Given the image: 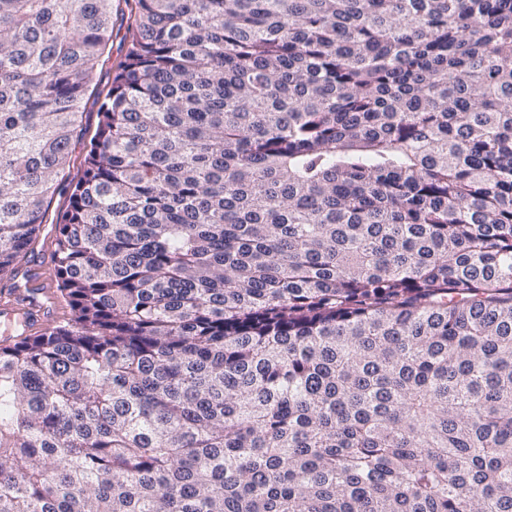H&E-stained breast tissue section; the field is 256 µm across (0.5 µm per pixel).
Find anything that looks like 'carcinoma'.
<instances>
[{
    "label": "carcinoma",
    "mask_w": 512,
    "mask_h": 512,
    "mask_svg": "<svg viewBox=\"0 0 512 512\" xmlns=\"http://www.w3.org/2000/svg\"><path fill=\"white\" fill-rule=\"evenodd\" d=\"M90 91L0 512H512V0H0V275ZM120 20L116 22L114 25L113 33H112V42L110 43V52L109 55L105 56L106 62L102 67L98 69L96 78L94 83H98L101 89L106 90L111 81L112 76L115 72L120 61L124 60L125 54V45L123 42V38L125 35L126 23L124 21L123 25L120 27ZM109 56V59L108 57ZM98 107L99 105L94 102L93 96L89 97V94H87L81 109L83 112L82 126L86 134L85 140L75 141L74 145H72L71 161L62 175V184L64 185L76 183L82 174L86 154L84 143L89 141L90 137L94 135L98 126L100 119Z\"/></svg>",
    "instance_id": "cac0c4a2"
}]
</instances>
